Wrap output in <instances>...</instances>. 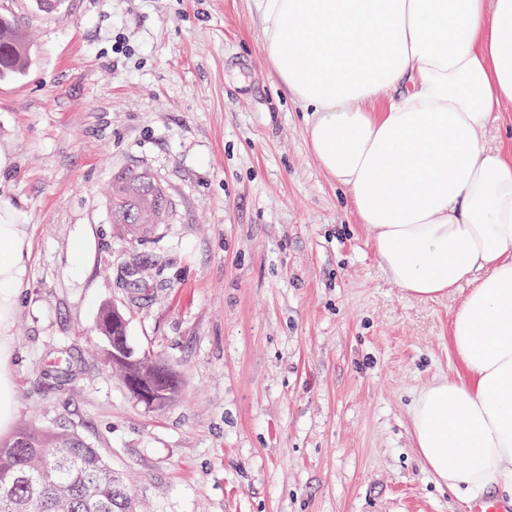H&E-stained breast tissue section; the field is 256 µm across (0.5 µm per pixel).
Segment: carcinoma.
Returning a JSON list of instances; mask_svg holds the SVG:
<instances>
[{
    "label": "carcinoma",
    "mask_w": 512,
    "mask_h": 512,
    "mask_svg": "<svg viewBox=\"0 0 512 512\" xmlns=\"http://www.w3.org/2000/svg\"><path fill=\"white\" fill-rule=\"evenodd\" d=\"M28 33L10 16L0 14V79L21 74L28 66ZM173 203L165 190L142 175L116 180L112 187V223L129 228L137 239L164 224ZM99 335L107 360L125 385L150 398L146 406L170 401L177 381L160 362L132 349L121 352L112 342L126 336V320L115 308L103 311ZM127 486L112 475L100 451L83 436L66 429H23L0 440V512H132Z\"/></svg>",
    "instance_id": "cac0c4a2"
}]
</instances>
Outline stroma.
Masks as SVG:
<instances>
[{"label": "stroma", "mask_w": 512, "mask_h": 512, "mask_svg": "<svg viewBox=\"0 0 512 512\" xmlns=\"http://www.w3.org/2000/svg\"><path fill=\"white\" fill-rule=\"evenodd\" d=\"M32 41L0 80V198L27 224L12 317V430L98 448L135 512H464L414 448L411 405L460 374L450 320L381 269L308 147L250 0H0ZM124 43L127 54L113 51ZM174 202L129 240L113 180ZM90 250L71 271L69 246ZM179 378L135 402L100 352L101 311Z\"/></svg>", "instance_id": "obj_1"}]
</instances>
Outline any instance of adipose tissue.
<instances>
[{"label":"adipose tissue","instance_id":"ef3b65f1","mask_svg":"<svg viewBox=\"0 0 512 512\" xmlns=\"http://www.w3.org/2000/svg\"><path fill=\"white\" fill-rule=\"evenodd\" d=\"M261 46L389 279L419 299L467 292L462 367L421 391L417 453L457 493L512 498V150L482 134L512 112V0H252ZM27 227L0 201V431L16 406L6 334Z\"/></svg>","mask_w":512,"mask_h":512}]
</instances>
